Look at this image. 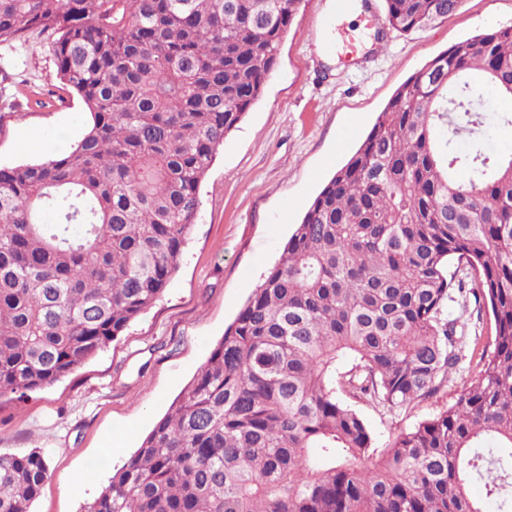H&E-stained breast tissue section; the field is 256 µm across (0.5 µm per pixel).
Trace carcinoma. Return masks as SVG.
<instances>
[{"label": "carcinoma", "instance_id": "obj_1", "mask_svg": "<svg viewBox=\"0 0 512 512\" xmlns=\"http://www.w3.org/2000/svg\"><path fill=\"white\" fill-rule=\"evenodd\" d=\"M301 0H0V43L55 36L83 137L0 167V398L70 375L163 295L199 185L261 96ZM406 34L460 0H385ZM512 97V27L415 72L308 207L223 338L82 512H512V155L463 152L472 79ZM465 171L468 177H460ZM469 294L492 349L452 406L385 448L354 404L435 395ZM38 450L0 453L33 512Z\"/></svg>", "mask_w": 512, "mask_h": 512}]
</instances>
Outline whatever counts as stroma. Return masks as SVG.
<instances>
[{
  "label": "stroma",
  "mask_w": 512,
  "mask_h": 512,
  "mask_svg": "<svg viewBox=\"0 0 512 512\" xmlns=\"http://www.w3.org/2000/svg\"><path fill=\"white\" fill-rule=\"evenodd\" d=\"M335 0H302L258 101L225 138L199 187L200 208L179 269L162 298L96 357L24 402L0 400V451L48 455L50 476L33 512H80L107 485L118 441L133 455L223 336L306 208L364 140L396 90L457 41L512 26V0H461L447 18L402 34L344 27L371 41L361 64L344 66L319 33ZM65 97L33 107L34 93ZM0 166L41 161L81 138L90 116L61 83L47 36L0 45ZM480 125L462 135L466 150L512 154V101L493 98ZM447 388L396 411L359 405L383 447L388 437L451 406L479 373L463 348Z\"/></svg>",
  "instance_id": "obj_1"
}]
</instances>
